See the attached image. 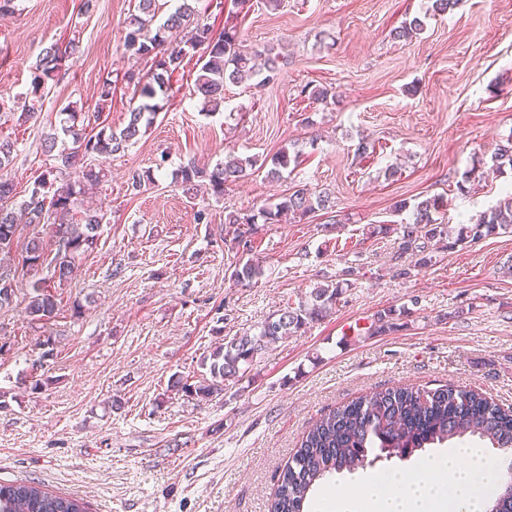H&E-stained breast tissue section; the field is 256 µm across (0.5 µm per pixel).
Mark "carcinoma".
Here are the masks:
<instances>
[{"instance_id":"carcinoma-1","label":"carcinoma","mask_w":512,"mask_h":512,"mask_svg":"<svg viewBox=\"0 0 512 512\" xmlns=\"http://www.w3.org/2000/svg\"><path fill=\"white\" fill-rule=\"evenodd\" d=\"M160 10L158 0H135L130 31L124 48L130 56L151 63V72L143 77L133 71L124 74L134 84L144 102L131 108L127 124L116 133L105 128L86 134L77 128L81 113L67 106L61 133H51L44 140L45 152H56V165L34 182L29 195L15 202L17 195L8 166L16 152L15 142L0 139V252L13 249L19 224H50L58 245L53 258L38 237L24 246L22 261L35 273L48 265L51 278L63 285L69 279L76 261L96 247L97 231L106 220L103 211L81 210L79 197L88 186L102 181L104 174L92 164L93 159L125 151L151 125L158 115V105L148 100L169 90L170 76L191 54H199L202 66L195 80L210 112H218L224 104V84L256 80L261 87L273 81L286 64L285 56L273 46L256 50L244 44L237 26L224 28L215 35L200 13L182 0L159 26H154ZM80 51V37L55 42L42 50L32 72L31 90L22 103L20 119L27 122L42 111L47 81L58 77L61 63ZM72 139L67 145L66 139ZM498 171L512 168V137L499 145L492 156ZM256 165L250 158L229 155L224 162L208 171L190 161L182 167L183 191L197 195L200 188L224 197V185L246 176ZM156 182L151 170L135 171L129 178L134 191ZM443 206L440 197L425 198L412 207V219L394 228L398 234L399 251L416 257L414 266L425 267L433 262L434 250L429 244L448 242L452 249L459 244L499 234L512 228V194L501 200L480 218L469 224H442L434 218ZM331 207L325 192L313 194L305 185H298L283 201L259 209L256 214L231 210L224 223L235 226L237 237L253 234L260 222L276 224L282 216L303 218L317 210ZM261 275L260 267L247 261L235 267L232 276L248 285ZM345 282L317 287L306 303L290 305L265 319L254 333L234 336L217 346L209 355L211 380L197 386L184 384L181 390L189 396L208 398L224 391V381L243 378L256 358L272 344L301 331L307 324L332 313ZM13 280L0 274V308L13 302ZM61 298L38 280L32 285L27 304L31 320L42 322L60 311ZM396 308L377 312L366 327V333L381 334L396 326ZM480 442L505 453L512 452V410L504 409L492 398L472 389L454 384L437 388L400 386L360 396L320 418L303 436L299 447L282 468L277 490L270 500L269 512H304L307 500L323 481L335 474L352 473L373 467L378 461H407L421 457L428 448L444 444ZM0 512H87L85 503L28 483L0 484ZM486 512H512V484L503 485L488 503Z\"/></svg>"}]
</instances>
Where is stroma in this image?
Instances as JSON below:
<instances>
[{"label":"stroma","instance_id":"obj_1","mask_svg":"<svg viewBox=\"0 0 512 512\" xmlns=\"http://www.w3.org/2000/svg\"><path fill=\"white\" fill-rule=\"evenodd\" d=\"M196 0L216 28L238 26L247 44L273 45L288 63L262 88L226 84L209 115L185 59L157 97L156 122L125 152L99 158L105 177L93 204L107 217L96 247L62 290L56 317L31 323L33 272L20 244L55 237L47 224L19 227L0 254L15 284L0 310V483H40L86 502L89 512H268L279 473L303 434L330 410L397 386L446 383L512 407V232L438 249L431 266L398 255L396 234L368 226L410 220L397 201L439 196V221L474 220L512 188L492 156L512 135V0ZM131 0H16L0 20V137L16 141L19 196L55 163L42 143L66 105L94 112L97 87L116 80L99 121L121 130L133 104L125 72H147L125 52ZM425 28L396 39L405 22ZM79 35L81 51L48 83L37 121L11 108L25 94L43 48ZM327 100L301 96L303 86ZM365 153H358V146ZM298 155L281 179L266 176L280 151ZM257 165L223 198L192 199L178 170L213 168L226 155ZM156 168L155 185L132 192L130 174ZM296 185L327 191L334 206L296 223L258 225L239 243L226 210L280 202ZM208 205L210 223L197 220ZM253 260L247 287L232 277ZM359 270L330 316L270 346L242 380L201 399L174 388L208 377L203 360L225 339L255 332L313 288ZM406 307L394 331L356 335L387 307ZM462 317H454V310ZM52 337L54 351L38 347ZM41 370H33L34 360ZM418 460L380 461L338 475L309 500L354 490L374 473Z\"/></svg>","mask_w":512,"mask_h":512}]
</instances>
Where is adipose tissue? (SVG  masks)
<instances>
[{
	"label": "adipose tissue",
	"mask_w": 512,
	"mask_h": 512,
	"mask_svg": "<svg viewBox=\"0 0 512 512\" xmlns=\"http://www.w3.org/2000/svg\"><path fill=\"white\" fill-rule=\"evenodd\" d=\"M504 475L501 459L478 447L459 448L429 461L426 471L396 469L370 478L332 512H485L488 496Z\"/></svg>",
	"instance_id": "adipose-tissue-1"
}]
</instances>
